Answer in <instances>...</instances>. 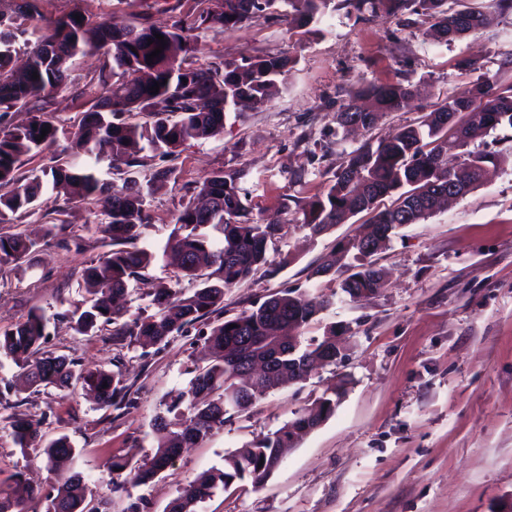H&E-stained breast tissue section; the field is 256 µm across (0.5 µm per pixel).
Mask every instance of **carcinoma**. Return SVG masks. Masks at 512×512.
Instances as JSON below:
<instances>
[{
    "label": "carcinoma",
    "mask_w": 512,
    "mask_h": 512,
    "mask_svg": "<svg viewBox=\"0 0 512 512\" xmlns=\"http://www.w3.org/2000/svg\"><path fill=\"white\" fill-rule=\"evenodd\" d=\"M206 7L182 10V0L170 7L172 23L160 27L144 20L115 28L107 21L93 22L85 14L49 20L38 28L35 40L27 38L15 18L0 11V105L24 108L31 119L22 127H0V224H12L17 216L36 214L34 202L51 185L70 200L95 197L100 203L97 224L105 256L83 270L86 282L97 287L95 297L74 306L72 328L86 334L104 325L112 335L129 336L136 342L161 344L189 326L201 325L208 364L195 370L187 399L166 405L152 428L157 438L154 454L141 462L124 455L112 462V472L125 474L134 487L153 481L189 443L203 440L232 416L248 410L256 401L280 386L308 374L319 363H336V329L319 342L305 346L291 336L278 333L283 327H299L313 320L329 300L308 297L294 289H282L238 316L210 323V315L223 309L224 290L248 278L267 263L269 244L277 239L281 224L259 223L251 217L246 196L239 187L240 172L218 170L206 176L196 198L176 218L169 238L171 251L184 257L181 270L199 281L189 292L160 289L154 293L155 312L121 323L113 299L127 292L132 281L142 280L155 260V253L140 244L142 229L149 223L146 197L150 187L135 180L122 186L98 176V166L107 164L140 167L155 163L153 178L178 182L177 168L170 165L179 149L192 141L207 140L224 131L226 114L243 101L264 104L277 94L292 69L282 56H257L242 63H199L200 34L225 32L258 13L288 7L300 25L319 21L334 0H200ZM392 8L409 10L429 23L439 41L462 38L485 28L491 15L478 7L454 9L447 0H388ZM164 36L162 53L147 63L146 56L159 46L155 34ZM21 51L28 55L24 68L13 66ZM87 53L103 57L97 81L69 85L70 65ZM39 78H32V74ZM160 84L159 92L149 87ZM71 87L77 98L90 107L84 112L70 140V159L49 168L18 171L25 160L51 148L57 126L49 98ZM416 89L408 84H368L350 91V101L336 113L344 131L359 122L368 128L380 115L404 108ZM143 114L144 122L133 117ZM512 127V81L480 83L468 93L452 95L428 112L420 125L407 127L377 146L364 145L351 152L326 190L304 210L303 224L315 235L342 223L352 213H372L370 224L358 236L341 244L340 251L353 250L371 257L385 249L397 230L417 224L435 211L448 186L459 184L468 194L481 182L489 164L506 158L494 151L474 152L468 145L499 126ZM47 135L38 141L42 129ZM465 148L463 160L448 165L443 158L448 137ZM395 197L389 207L380 201ZM37 243L17 231L0 235V267L36 252ZM382 286L373 265L362 266L341 283L351 299H359ZM49 319L31 313L26 321L0 335V355L23 370L29 387L68 388L81 385L93 391L100 407L120 409L132 403L122 375L105 368L83 371L64 356L44 351ZM234 328H229V325ZM268 360L265 374L251 378L240 374L255 359ZM186 411H181V404ZM336 410V397L323 396L295 413L287 424L271 435L251 442L229 458L222 469L197 475L181 489L169 512H195L197 503L218 486L248 481L260 487L282 460L294 440L317 428ZM8 430L22 456L43 447L47 465L74 457L76 448L62 434L42 444L41 421L19 413L10 417ZM13 483L0 484V512H25L24 498ZM87 486L79 473H55L51 491L45 495L46 512H86Z\"/></svg>",
    "instance_id": "cac0c4a2"
}]
</instances>
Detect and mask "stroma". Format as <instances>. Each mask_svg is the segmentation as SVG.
<instances>
[{"mask_svg": "<svg viewBox=\"0 0 512 512\" xmlns=\"http://www.w3.org/2000/svg\"><path fill=\"white\" fill-rule=\"evenodd\" d=\"M169 6V0H39L49 19L79 7L119 26L144 16L169 25ZM494 16L491 26L440 44L387 0L362 15L337 5L317 25L299 27L268 11L235 30L201 34L198 62L269 55L289 57L294 67L281 94L228 113L222 134L179 153V182L156 186L142 240L162 251L203 178L240 171L253 219L279 220L282 230L266 265L225 290L223 318L284 288L329 298L330 306L298 334L306 343L335 330L345 360L267 394L184 449L148 485L112 490V458L152 455L154 417L188 390L200 362L196 330L141 346L108 326L88 336L72 329L65 312L89 296L82 271L105 251L95 199L69 202L48 189L37 214L0 224V233L20 228L39 240L36 254L0 268V333L31 312L44 313L48 352L85 369L121 371L133 400L106 410L80 393L54 387L34 393L22 389L17 367L0 356V480L21 470L41 487L40 496L26 500V512H46L43 494L53 476L40 449L24 456L15 448L6 428L12 414L42 420L46 438L70 436L79 453L68 467L88 477L94 512H165L188 481L279 430L343 375L351 384L335 413L286 452L263 486L217 488L197 512H512V128L498 127L472 144L506 156L505 164L471 193L406 225L372 256L384 273L373 294L353 300L339 288L343 272L313 274L340 242L360 233L369 214L351 215L316 237L302 225L306 203L350 152L419 125L448 96L503 77L502 63L512 56V8L495 9ZM363 83H409L418 94L370 128L342 131L336 113ZM50 108L58 144L66 146L87 104L64 90ZM175 285L185 289L189 282L176 266L155 262L144 281L129 286L125 318L152 313L155 290Z\"/></svg>", "mask_w": 512, "mask_h": 512, "instance_id": "obj_1", "label": "stroma"}]
</instances>
